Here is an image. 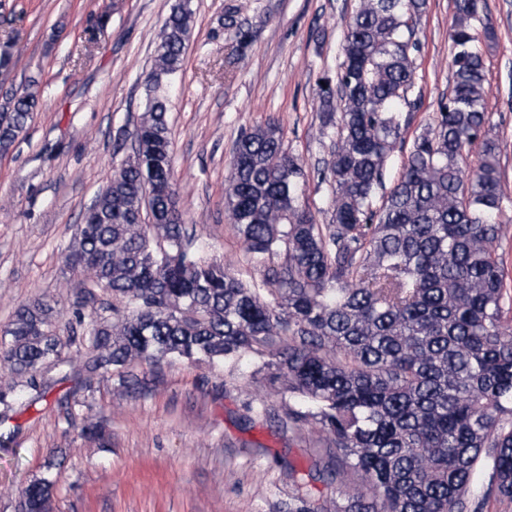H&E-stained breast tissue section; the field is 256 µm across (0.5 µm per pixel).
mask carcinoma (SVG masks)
<instances>
[{"mask_svg":"<svg viewBox=\"0 0 512 512\" xmlns=\"http://www.w3.org/2000/svg\"><path fill=\"white\" fill-rule=\"evenodd\" d=\"M190 2L177 0L162 25L132 154L63 251L85 278L83 301L95 300V288L112 300L89 316L77 308L82 336L72 330L67 344L50 302L15 310L0 366L23 384L0 387V420L22 389L43 390L41 370L67 373L70 344L84 348L89 373L115 376L127 392L142 385L126 371L134 360L234 366L256 356L257 371L273 370L299 405L288 422L320 425L327 462L314 474L336 484L334 512L512 505V284L498 252L505 196L486 110L482 0H455L451 94L388 189L428 0H360L335 86L318 93L322 124L335 134L321 172L333 188L329 223L299 204L305 173L280 127L241 132L224 197L262 268L259 286L193 246L178 192L163 191L174 182L168 94L192 29ZM224 26L238 48L248 45L237 11ZM39 107L31 85L10 98L0 111L1 155ZM474 147L480 162L469 171ZM81 406L82 431L101 436L92 405ZM52 485L31 481L22 512H49Z\"/></svg>","mask_w":512,"mask_h":512,"instance_id":"obj_1","label":"carcinoma"}]
</instances>
